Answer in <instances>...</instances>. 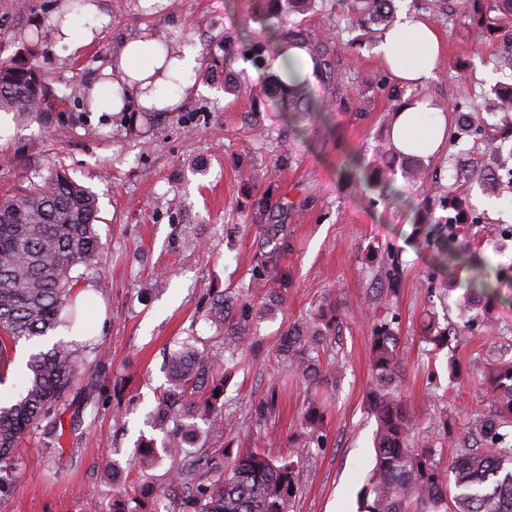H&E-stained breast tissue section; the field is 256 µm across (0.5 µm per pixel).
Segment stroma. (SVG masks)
<instances>
[{
    "instance_id": "obj_1",
    "label": "stroma",
    "mask_w": 512,
    "mask_h": 512,
    "mask_svg": "<svg viewBox=\"0 0 512 512\" xmlns=\"http://www.w3.org/2000/svg\"><path fill=\"white\" fill-rule=\"evenodd\" d=\"M98 4L108 21L75 54L51 36L53 19L68 12L70 0H0V62L39 31L28 62L48 77L56 96L70 102L49 129L0 112V196L20 194L59 167L97 194L103 252L97 266L83 270L81 284L93 289L104 315L93 338L80 344L102 386L98 399L82 410L63 406L57 437L37 428L20 442L18 468L0 478V512H110L117 488L147 481L165 486L166 466L143 474L129 469L127 460L140 436L154 434L147 415L166 381L168 357L191 336L219 345L203 317L207 303L226 289L247 287L270 255L288 273V292L259 322L258 343L221 398L232 417L224 438L235 448L299 461L293 512H356L376 428L365 402L370 323L364 308L380 285L373 255L393 248L403 261L400 293L392 301L404 353L398 383L423 427L443 405L461 422L487 411L483 366L512 358V276L498 285L500 335L452 342L438 355L428 354L421 341L425 312L456 320L459 282L472 272L456 269L455 282L442 295L429 296L435 253L414 233V188L399 176L394 186L401 198H380L361 184L355 163L373 160L393 109L404 99L422 94L445 111L465 84L475 102H483L499 79L491 61L501 54V43L476 39L461 17L437 21L446 51L435 79L417 90L397 84L383 69L374 53L376 37L354 45L343 30L330 48V66L355 87L362 107L331 102L301 118L293 134L282 113L263 104L273 49L288 42L293 30L313 41L329 28L343 29L346 0H325L319 11L290 16L273 35L252 20L263 0H165L155 9L142 0ZM154 28L168 31L175 44H199L196 94L134 129L126 114L86 110L85 86L100 77L121 43ZM225 35L238 39L229 70L231 80L246 87L238 95L214 84L207 64L223 57ZM259 41L269 46L260 59L252 54ZM245 170L268 198L266 211L254 210L243 189L239 174ZM471 201L485 213L482 257L494 265L512 263V247L499 249L496 241L498 225L512 224V205L477 192ZM265 224L284 225V240L265 237ZM327 296L335 297L342 319L331 356L344 369L337 385L313 390L287 374L274 341ZM451 359L466 374L461 384L448 379ZM314 395L327 407V445L289 448ZM271 398L276 411L259 416V405ZM108 454L119 462V473L103 471L100 462Z\"/></svg>"
}]
</instances>
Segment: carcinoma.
I'll return each instance as SVG.
<instances>
[{
    "instance_id": "cac0c4a2",
    "label": "carcinoma",
    "mask_w": 512,
    "mask_h": 512,
    "mask_svg": "<svg viewBox=\"0 0 512 512\" xmlns=\"http://www.w3.org/2000/svg\"><path fill=\"white\" fill-rule=\"evenodd\" d=\"M360 12L349 18V31L371 33L375 23L394 25L393 0H360ZM316 0H264L260 21L273 25L294 12L312 10ZM461 9L477 36L490 31L512 41V0H461ZM266 96L276 109L316 112L319 102L303 79L288 85L272 78ZM66 100L55 98L49 80L28 65L22 56L0 65V111L15 113L23 122L52 123V113L65 112ZM490 110L500 115L503 137H483L473 114L468 89L456 103V131L448 147L476 139L484 145L483 160L466 168L455 167L459 177L444 185L428 179L420 161L396 154L383 145L365 170L364 185L389 196L397 172L422 196L418 204L416 232L440 257L438 270L467 266L477 274L464 285L459 305L461 324L442 328L427 318L422 339L439 352L454 335L463 343L476 333L498 331L491 306L496 283L505 268H495V280L480 273L485 262L472 250L468 238L483 223L473 209H465L470 186L500 196L512 192V167L500 155L501 144L512 137V81L500 85ZM97 200L88 188L56 168L23 193L0 200V378L9 348L19 342L37 343L60 326H70L85 312L72 303L77 267L96 263L101 242L96 229ZM259 276L249 283L264 292L262 301L225 292L212 297L205 319L224 338V353L212 355L207 347L185 341L170 356L167 386L150 414V426L162 434L142 438L130 461L142 469L163 459L171 461L169 484L152 501L148 512H292L299 462L292 456L272 458L257 448L234 449L222 442L231 423L220 404L238 358L255 338L257 321L267 303L280 302L288 291V274L275 277L277 287H267ZM395 290L386 289L371 307L370 367L372 379L366 393L367 409L376 421L374 464L359 491V512H512V447L504 446L512 429V361L490 363L484 372L490 410L474 416L461 432L448 409L436 413L424 430L415 422L396 378L402 365L398 336L390 313ZM336 301H322L312 316L283 328L276 352L288 373L315 387L336 381L340 365L323 355L336 342ZM85 357L64 340L31 354L24 391L15 401L0 405V472L15 467V450L22 435L41 425L57 436L60 409L68 392L81 384L86 400H94L99 384L94 377L81 378ZM325 407L315 400L303 413L301 434L293 448L311 444L322 447L321 426ZM450 448L448 467L435 460L436 445ZM135 498L112 494V512H139Z\"/></svg>"
}]
</instances>
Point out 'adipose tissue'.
Wrapping results in <instances>:
<instances>
[{
  "label": "adipose tissue",
  "instance_id": "1",
  "mask_svg": "<svg viewBox=\"0 0 512 512\" xmlns=\"http://www.w3.org/2000/svg\"><path fill=\"white\" fill-rule=\"evenodd\" d=\"M80 14L81 31H74L66 21L53 24L51 31L53 39L73 53L92 42L106 20L97 0H85ZM444 49L434 24L404 14L382 35L375 52L396 83L419 91L435 79ZM199 66L198 49L192 44L170 53L149 39L129 40L113 54L104 69V80L94 82L91 93L105 112H171L193 93ZM449 129L447 113L418 94L394 113L391 141L399 153L435 157L445 150Z\"/></svg>",
  "mask_w": 512,
  "mask_h": 512
}]
</instances>
